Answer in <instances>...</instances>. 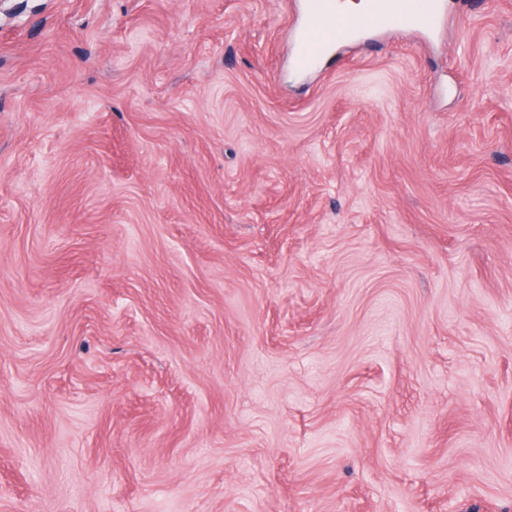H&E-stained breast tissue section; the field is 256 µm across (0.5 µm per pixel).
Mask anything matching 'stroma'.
Wrapping results in <instances>:
<instances>
[{
  "mask_svg": "<svg viewBox=\"0 0 512 512\" xmlns=\"http://www.w3.org/2000/svg\"><path fill=\"white\" fill-rule=\"evenodd\" d=\"M298 4L0 11V512H512V0ZM305 30L299 38L294 65L309 71L318 65L333 43L351 40L355 27L433 30L442 17L440 0H369L368 11L355 22L344 21L334 8L335 0H304ZM325 29L321 40L313 33Z\"/></svg>",
  "mask_w": 512,
  "mask_h": 512,
  "instance_id": "obj_1",
  "label": "stroma"
}]
</instances>
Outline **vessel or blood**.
I'll use <instances>...</instances> for the list:
<instances>
[{
    "mask_svg": "<svg viewBox=\"0 0 512 512\" xmlns=\"http://www.w3.org/2000/svg\"><path fill=\"white\" fill-rule=\"evenodd\" d=\"M334 4L335 0H304L305 30L294 58L297 69H313L333 43L350 41L355 26L431 30L442 17L441 0H369L367 13L353 24L340 17Z\"/></svg>",
    "mask_w": 512,
    "mask_h": 512,
    "instance_id": "b4317fda",
    "label": "vessel or blood"
}]
</instances>
